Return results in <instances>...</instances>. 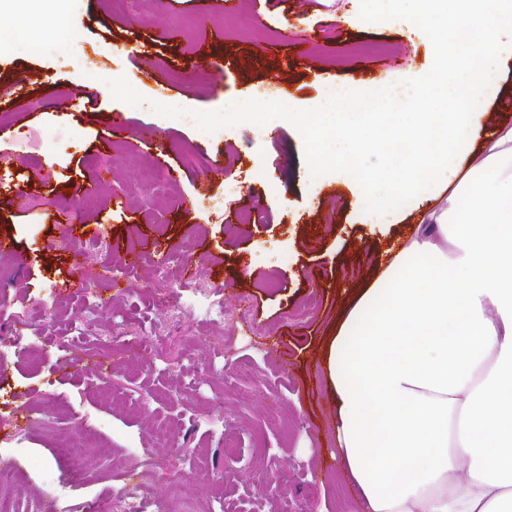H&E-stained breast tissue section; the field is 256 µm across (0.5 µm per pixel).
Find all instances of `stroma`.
Instances as JSON below:
<instances>
[{
	"mask_svg": "<svg viewBox=\"0 0 512 512\" xmlns=\"http://www.w3.org/2000/svg\"><path fill=\"white\" fill-rule=\"evenodd\" d=\"M228 3L203 24L191 0H124L118 12L111 0H71L66 46L0 53V335L36 337L33 352L0 366V390L27 395L24 412L0 403V461L15 472L21 510L60 497L87 512L101 497L115 512L131 501L140 512H250L266 481L276 512H347L355 501L330 458L319 355L343 288L397 228L364 219L365 185L309 179L312 146L296 125H228L224 102L288 100L306 112L330 82L403 78L417 88L410 111L424 112L437 60L405 21L366 24L362 0ZM163 26L174 40L156 39ZM90 65L122 78L126 95L86 82ZM173 97L187 112L179 125L162 115ZM111 112L126 113L131 135L107 141ZM144 125L153 138L136 136ZM186 149L224 166L223 177L189 166ZM97 178V205L80 209L82 186ZM245 209L255 223H239ZM75 211L79 221L64 223ZM147 236L154 246L129 267L126 250ZM91 242L99 251L75 264ZM189 262L199 271L188 288L221 286L225 321L186 307ZM155 296L171 307H154ZM134 336L156 337L151 357L129 346ZM103 353L108 367L94 368ZM78 418L111 457L89 454L72 487L58 451ZM158 426L170 436L163 448ZM158 456L166 470L149 467Z\"/></svg>",
	"mask_w": 512,
	"mask_h": 512,
	"instance_id": "35a3bbf8",
	"label": "stroma"
}]
</instances>
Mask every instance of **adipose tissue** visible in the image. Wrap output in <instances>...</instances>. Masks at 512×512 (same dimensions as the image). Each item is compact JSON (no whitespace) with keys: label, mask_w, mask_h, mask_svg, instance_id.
Returning a JSON list of instances; mask_svg holds the SVG:
<instances>
[{"label":"adipose tissue","mask_w":512,"mask_h":512,"mask_svg":"<svg viewBox=\"0 0 512 512\" xmlns=\"http://www.w3.org/2000/svg\"><path fill=\"white\" fill-rule=\"evenodd\" d=\"M68 2L51 0L41 34L0 28V50L69 40ZM363 2L369 25L401 15L429 42L431 111H409L406 83H333L307 112L229 100L224 119L265 131L288 119L313 145L312 182L354 173L364 212L412 219L368 280L349 283L322 350L331 457L362 512H512V126L482 133V98L512 57V0ZM357 100L370 111H353ZM375 146L395 173L366 170Z\"/></svg>","instance_id":"ef3b65f1"}]
</instances>
